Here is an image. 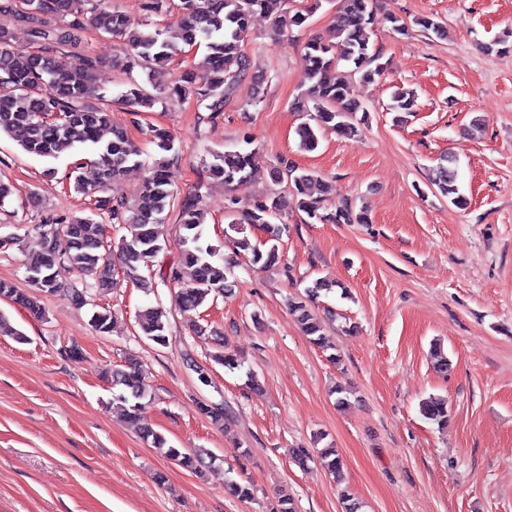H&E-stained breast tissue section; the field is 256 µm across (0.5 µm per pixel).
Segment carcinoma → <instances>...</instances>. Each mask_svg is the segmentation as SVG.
I'll use <instances>...</instances> for the list:
<instances>
[{
    "label": "carcinoma",
    "instance_id": "obj_1",
    "mask_svg": "<svg viewBox=\"0 0 512 512\" xmlns=\"http://www.w3.org/2000/svg\"><path fill=\"white\" fill-rule=\"evenodd\" d=\"M17 15L26 23L25 41L8 28H0V135L17 143L26 153L54 160L66 150H85L96 156L97 184L85 185L77 170L68 178L76 192L94 198L93 212L61 222L54 218L39 225L40 247L26 255L25 267L31 292H20L8 281H0V300L5 299L26 309L42 320L43 296L66 291L77 308L89 304L91 290L105 293L112 290L117 274L126 280L147 285L143 271L165 248V221L174 190L168 177V158L155 161L137 192L129 197L120 192L121 176L130 166L138 164L139 149L126 132L112 127V137L103 132L110 123L106 95L97 82V71L105 61L83 49L85 32L94 28L100 33L122 41L123 56L111 61L121 68L128 81L119 100L133 112L151 109L156 104L175 103L194 96L205 110L218 114L224 111L237 90L255 67L244 52L251 18L256 12L275 16L277 27H300L306 15L297 11L285 16V0H144L149 16L168 17L164 26L152 29L135 24L118 11L94 5V0H14ZM376 0H343L342 10L326 38L315 37L303 44L308 68L302 92L293 102V109L307 113L308 120L297 128L299 146L312 152L319 145L318 133L331 130L345 138L354 137L368 123V111L351 97L349 78L355 74L372 80L383 70L379 55L370 52V32ZM59 22L50 24L44 17ZM204 49L199 72L170 74L169 65L185 52V48ZM69 53L64 63L59 54ZM139 70L141 79L133 77ZM415 94L399 89L393 95L391 110L395 121L402 122L414 111ZM59 112L60 122L48 121L44 115ZM146 135L160 151L174 149V137L164 128L150 127ZM253 154L224 151L213 155L207 166L208 177L230 187L252 174ZM275 179H290L295 206L310 219L328 224H367L368 216L351 205L327 206L329 187L310 170L285 166L273 171ZM458 169L454 158L445 156L432 170L431 185L443 197L459 206L467 199L459 193ZM288 207L280 195L270 196L250 208H242L234 197L226 200L229 227L239 237L232 239L235 249L243 253L250 266L263 270L278 262V242L287 225L277 224ZM105 211L112 223L122 226L128 234L118 242L107 240L105 225L95 219V212ZM179 222L183 230L180 259L159 269L164 284H178L190 274L194 286L183 288L177 295L184 313L193 312L218 295L232 294L228 268L224 265L221 247L203 242L202 213L196 199L187 197L180 204ZM261 227L267 234L263 243H254L245 234L244 225ZM68 266L93 282L80 280L67 287L57 281L56 270ZM328 289L316 279L305 287V296L294 297L291 309L310 341L330 348L319 318L308 308L306 300ZM110 311L92 314L91 325L99 334L111 330ZM144 336L159 346L169 343V319L160 306H149L138 315ZM198 336H205L215 346L212 360L229 370L239 367L236 356L226 348L224 336L216 329L195 326ZM104 377L116 388L112 405L131 423L140 421L143 400L150 397L149 386L136 362L130 360L123 369L105 370ZM199 412L215 426L224 423V409L198 403ZM420 413L440 428L448 426V401L430 397L420 403ZM141 438L159 449L165 457L179 465L200 471L216 463L218 456L207 448L189 452L169 445L168 440L149 427L140 428ZM318 459L329 472L341 471L343 463L336 450L323 448ZM229 494L242 500L254 498L250 485L234 479L226 481Z\"/></svg>",
    "mask_w": 512,
    "mask_h": 512
}]
</instances>
